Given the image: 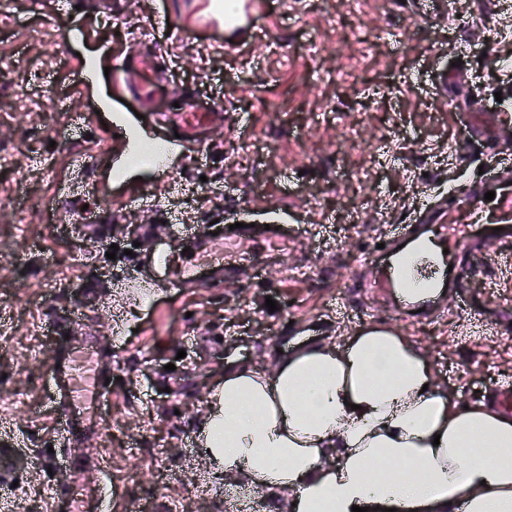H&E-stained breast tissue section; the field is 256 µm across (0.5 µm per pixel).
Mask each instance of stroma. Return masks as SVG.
<instances>
[{
  "label": "stroma",
  "mask_w": 512,
  "mask_h": 512,
  "mask_svg": "<svg viewBox=\"0 0 512 512\" xmlns=\"http://www.w3.org/2000/svg\"><path fill=\"white\" fill-rule=\"evenodd\" d=\"M204 0H9L0 9V435L17 438L0 466L8 512H69L51 456L87 457L78 480L111 485L112 512H288L242 480H219L198 441L227 358L270 362L300 340L345 346L383 325L427 358L464 403L512 383V270L496 242L463 298L427 318L393 310L366 283L365 255L393 226L449 189L466 194L512 153V0H457L420 17L410 0H257L236 30L203 20ZM154 58L172 101L210 104L223 119L202 146L171 144L165 170L124 164L116 125L156 139L131 86ZM97 78L77 87L76 67ZM335 102L328 111L326 102ZM284 224L270 252L189 288H131L169 227L212 221ZM99 223L108 259L90 226ZM95 299L82 305L85 283ZM274 300L269 311L266 300ZM80 313L65 335L50 324ZM94 340L109 375L102 430L80 447L57 432L44 393L56 349Z\"/></svg>",
  "instance_id": "obj_1"
}]
</instances>
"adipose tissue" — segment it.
<instances>
[{
	"mask_svg": "<svg viewBox=\"0 0 512 512\" xmlns=\"http://www.w3.org/2000/svg\"><path fill=\"white\" fill-rule=\"evenodd\" d=\"M201 437L214 475L289 512H512V415L461 404L393 329L227 361Z\"/></svg>",
	"mask_w": 512,
	"mask_h": 512,
	"instance_id": "adipose-tissue-1",
	"label": "adipose tissue"
}]
</instances>
